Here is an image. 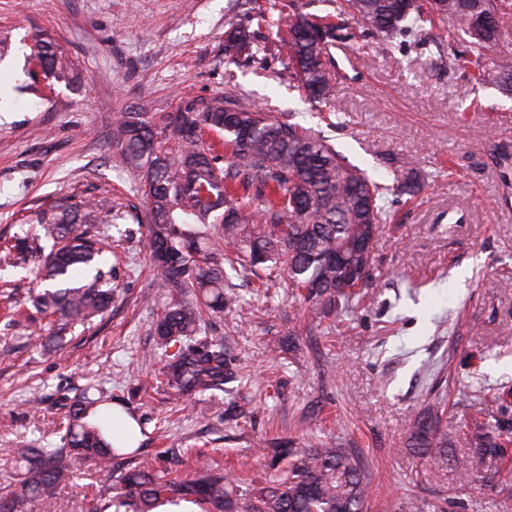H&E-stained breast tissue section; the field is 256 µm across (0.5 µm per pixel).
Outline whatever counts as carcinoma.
<instances>
[{
	"instance_id": "obj_1",
	"label": "carcinoma",
	"mask_w": 512,
	"mask_h": 512,
	"mask_svg": "<svg viewBox=\"0 0 512 512\" xmlns=\"http://www.w3.org/2000/svg\"><path fill=\"white\" fill-rule=\"evenodd\" d=\"M451 13L441 0H342L332 22L292 13L274 16L277 3L252 8L244 22L224 30V56L258 60L268 51L255 43L260 30L281 57L297 88L313 105L327 106L336 75L331 49L357 38L348 19L395 47L408 36L448 26V43L462 32L464 49L448 67L472 85L512 93V58L489 52L512 28L508 0H460ZM496 18L480 35L465 29L467 9ZM31 57L46 77L67 78L69 62L58 47L38 41ZM216 134L209 142L205 135ZM116 159L131 171L147 212L145 225L155 289L146 297L156 311L154 341L166 356L161 383L174 400L186 402L222 391L239 376L226 358L224 338L202 335L212 316L224 312L227 270L275 267L288 287L303 291L311 320L321 323L363 299L371 276L374 236L369 226L390 220L382 201L407 191L408 183L383 184L349 163L326 137L238 100L217 96L190 101L172 114L123 117L115 130ZM120 212L89 200L64 199L40 217L44 237L14 245L4 259L23 269L35 264L53 288L34 299L57 324H84L105 313L115 295L112 271L102 268L100 242L86 224H115ZM67 425L57 448H20L21 490L0 498V512H64L55 490L71 482L77 464L92 459L115 483L100 492L92 512H159L188 502L198 512H363L367 478L345 448L314 441L304 448L271 449V472L261 482L208 463L191 478H179L152 461L129 436L112 438L124 419L112 396L94 385L58 399ZM439 405L412 423L409 447L425 455L447 446L440 433ZM288 461L281 469L279 462Z\"/></svg>"
}]
</instances>
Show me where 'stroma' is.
Instances as JSON below:
<instances>
[{"label":"stroma","mask_w":512,"mask_h":512,"mask_svg":"<svg viewBox=\"0 0 512 512\" xmlns=\"http://www.w3.org/2000/svg\"><path fill=\"white\" fill-rule=\"evenodd\" d=\"M244 10V0H0V244L39 234L37 213L65 195L111 197L126 216L97 227L115 302L62 338L33 305L34 274L0 265L18 309L0 308V492L18 486L17 449L58 443V396L94 381L127 402L146 453L180 449L181 475L208 462L259 481L263 449L316 440L358 457L369 512L410 499L425 512H512V95L449 69L447 31L424 48L369 34L334 50L326 116L276 60L225 59L224 23ZM39 39L68 55L70 83L31 79ZM219 95L323 135L375 180L416 168L420 185L385 200L368 299L331 326L303 317L288 290L266 300L255 276L226 281L242 304L208 334L230 335L244 378L179 403L155 380L142 201L113 167V131L125 113ZM437 400L448 446L422 456L408 430ZM234 405L246 416L225 418ZM476 417L507 438L505 454L476 455ZM106 482L87 461L57 494L67 512H88Z\"/></svg>","instance_id":"obj_1"}]
</instances>
